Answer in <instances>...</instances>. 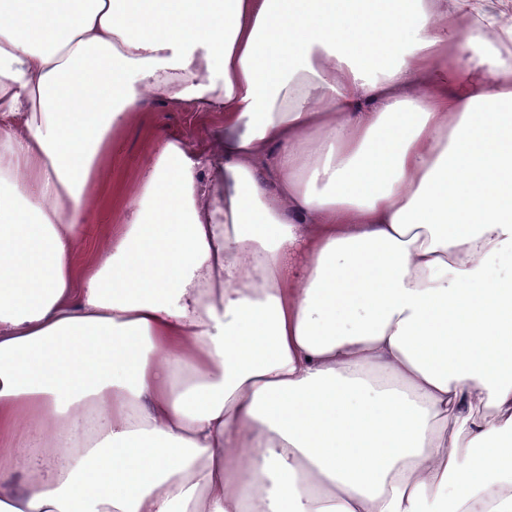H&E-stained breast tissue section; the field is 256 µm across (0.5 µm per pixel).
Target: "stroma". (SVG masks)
Here are the masks:
<instances>
[{
  "label": "stroma",
  "mask_w": 512,
  "mask_h": 512,
  "mask_svg": "<svg viewBox=\"0 0 512 512\" xmlns=\"http://www.w3.org/2000/svg\"><path fill=\"white\" fill-rule=\"evenodd\" d=\"M223 126V112H198L164 98L148 100L132 113L100 165L83 216L78 265L91 263L113 231L126 223L134 193L150 167V154L159 139L178 137L191 148L204 151L211 144V133Z\"/></svg>",
  "instance_id": "stroma-1"
}]
</instances>
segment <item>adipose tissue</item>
<instances>
[{"label": "adipose tissue", "instance_id": "ef3b65f1", "mask_svg": "<svg viewBox=\"0 0 512 512\" xmlns=\"http://www.w3.org/2000/svg\"><path fill=\"white\" fill-rule=\"evenodd\" d=\"M512 0H0V512H512ZM165 138L78 268L112 135ZM224 127V112H196L192 107L164 98L149 99L113 138L101 162L96 188L84 212L76 261L91 263L97 252L126 224L133 196L150 168V154L161 138L178 137L194 150L210 148V134Z\"/></svg>", "mask_w": 512, "mask_h": 512}]
</instances>
